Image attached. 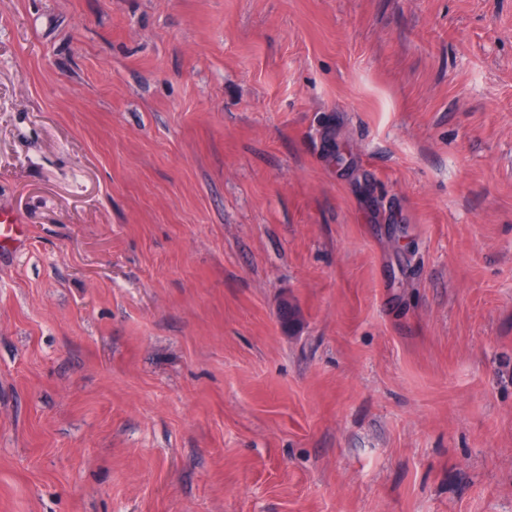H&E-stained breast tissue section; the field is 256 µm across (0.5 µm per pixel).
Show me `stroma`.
<instances>
[{
	"instance_id": "1",
	"label": "stroma",
	"mask_w": 512,
	"mask_h": 512,
	"mask_svg": "<svg viewBox=\"0 0 512 512\" xmlns=\"http://www.w3.org/2000/svg\"><path fill=\"white\" fill-rule=\"evenodd\" d=\"M0 208V512H512V0H0Z\"/></svg>"
}]
</instances>
